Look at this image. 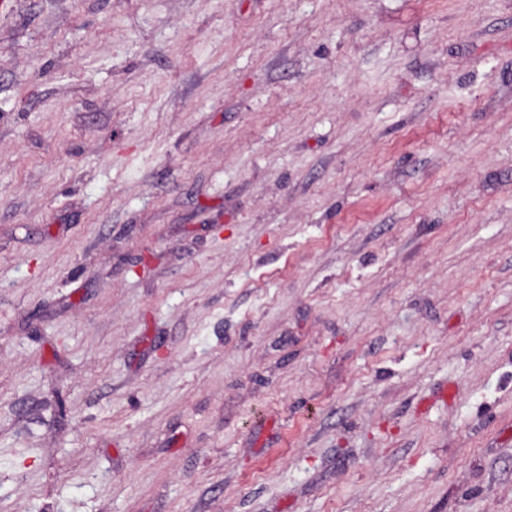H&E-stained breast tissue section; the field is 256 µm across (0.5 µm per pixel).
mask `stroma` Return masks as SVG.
Wrapping results in <instances>:
<instances>
[{
    "label": "stroma",
    "mask_w": 512,
    "mask_h": 512,
    "mask_svg": "<svg viewBox=\"0 0 512 512\" xmlns=\"http://www.w3.org/2000/svg\"><path fill=\"white\" fill-rule=\"evenodd\" d=\"M0 512H512V0H13Z\"/></svg>",
    "instance_id": "obj_1"
}]
</instances>
